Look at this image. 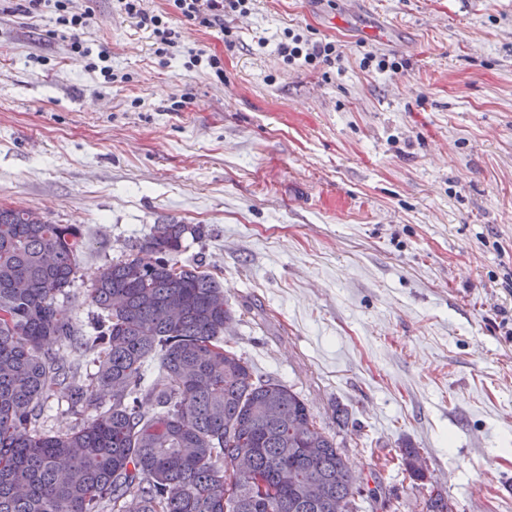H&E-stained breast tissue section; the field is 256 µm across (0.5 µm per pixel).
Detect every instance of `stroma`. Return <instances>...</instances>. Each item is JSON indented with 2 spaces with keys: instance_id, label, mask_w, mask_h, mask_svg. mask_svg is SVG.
I'll return each mask as SVG.
<instances>
[{
  "instance_id": "stroma-1",
  "label": "stroma",
  "mask_w": 512,
  "mask_h": 512,
  "mask_svg": "<svg viewBox=\"0 0 512 512\" xmlns=\"http://www.w3.org/2000/svg\"><path fill=\"white\" fill-rule=\"evenodd\" d=\"M92 8L110 84L49 22L0 15V205L81 227L76 325L153 225H205L182 262L377 489L359 512H423L406 446L454 512H512V0H253L227 36L179 23L164 63L112 0ZM289 28L340 60L284 63ZM199 48L223 77L187 67Z\"/></svg>"
}]
</instances>
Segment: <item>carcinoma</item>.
I'll use <instances>...</instances> for the list:
<instances>
[{
  "mask_svg": "<svg viewBox=\"0 0 512 512\" xmlns=\"http://www.w3.org/2000/svg\"><path fill=\"white\" fill-rule=\"evenodd\" d=\"M188 235L204 229L155 224L135 254L103 266L87 336L58 303L78 269L80 227L0 206V512H335L306 500L300 478L358 512L363 489L336 437L224 339L233 311L220 281L181 262ZM66 350L96 355L89 384ZM52 397L106 409L47 431ZM400 455L426 512H452L420 451Z\"/></svg>",
  "mask_w": 512,
  "mask_h": 512,
  "instance_id": "obj_1",
  "label": "carcinoma"
}]
</instances>
